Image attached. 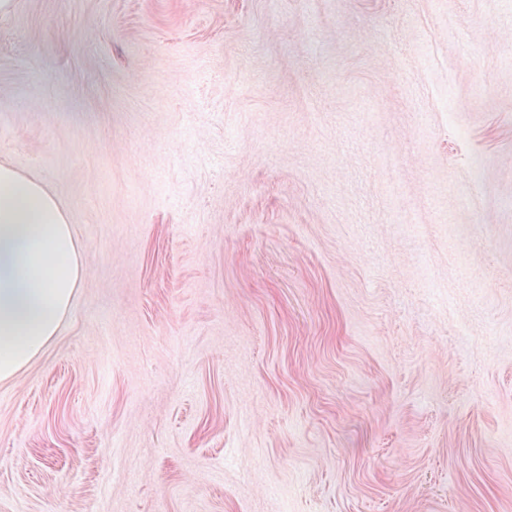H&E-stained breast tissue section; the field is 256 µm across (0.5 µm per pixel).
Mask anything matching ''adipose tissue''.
<instances>
[{
    "label": "adipose tissue",
    "mask_w": 512,
    "mask_h": 512,
    "mask_svg": "<svg viewBox=\"0 0 512 512\" xmlns=\"http://www.w3.org/2000/svg\"><path fill=\"white\" fill-rule=\"evenodd\" d=\"M84 277L58 197L0 163V382L19 376L43 351Z\"/></svg>",
    "instance_id": "adipose-tissue-1"
}]
</instances>
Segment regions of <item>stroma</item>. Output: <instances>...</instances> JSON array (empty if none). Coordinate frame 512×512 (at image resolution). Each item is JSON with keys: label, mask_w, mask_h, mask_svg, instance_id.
<instances>
[{"label": "stroma", "mask_w": 512, "mask_h": 512, "mask_svg": "<svg viewBox=\"0 0 512 512\" xmlns=\"http://www.w3.org/2000/svg\"><path fill=\"white\" fill-rule=\"evenodd\" d=\"M0 162L87 267L0 512H512V0H15Z\"/></svg>", "instance_id": "35a3bbf8"}]
</instances>
